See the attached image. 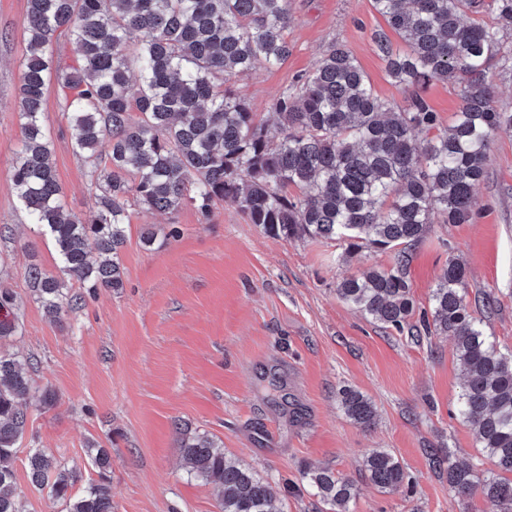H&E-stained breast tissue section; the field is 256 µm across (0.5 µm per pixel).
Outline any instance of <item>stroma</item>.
Instances as JSON below:
<instances>
[{
  "label": "stroma",
  "mask_w": 512,
  "mask_h": 512,
  "mask_svg": "<svg viewBox=\"0 0 512 512\" xmlns=\"http://www.w3.org/2000/svg\"><path fill=\"white\" fill-rule=\"evenodd\" d=\"M26 5L0 0V286L14 292L20 314L18 335L0 347L29 359L36 392L15 461L22 512H65L30 483V449L72 468L79 493L99 479L92 464L99 447L112 454V512H219L217 489L186 470L183 432L223 442L226 455L252 467L269 483L275 512H327L302 477L308 467L354 481L351 512H489L482 497L460 501L447 472L430 461L447 451L461 463L479 458L474 432L457 414L463 374L453 337L417 341L384 329L336 294L343 278L390 266L392 252L348 255L338 241L273 238L224 200L207 222L189 206L173 214L134 210L120 253L123 289L92 298L73 281L74 309L59 319L44 310L26 271L36 263L57 273V253L29 223L10 178L22 139ZM288 11L287 62L256 64L236 81L258 117L335 41L380 98L403 99L369 39L386 25L371 0H288ZM44 123L64 200L89 214L94 192L54 83ZM475 196L473 221L434 222L412 248L414 308H430L436 281L458 258L469 295L491 303L486 334L512 352V128L493 136ZM150 224L175 225L178 234L144 247ZM345 386L371 399L374 428L346 417L338 398ZM381 448L413 477L411 492L368 483L363 462Z\"/></svg>",
  "instance_id": "obj_1"
}]
</instances>
